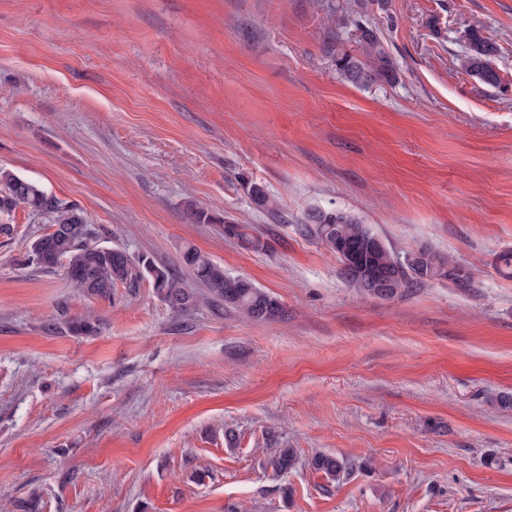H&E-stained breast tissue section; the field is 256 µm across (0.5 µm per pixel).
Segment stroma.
Here are the masks:
<instances>
[{
  "instance_id": "stroma-1",
  "label": "stroma",
  "mask_w": 512,
  "mask_h": 512,
  "mask_svg": "<svg viewBox=\"0 0 512 512\" xmlns=\"http://www.w3.org/2000/svg\"><path fill=\"white\" fill-rule=\"evenodd\" d=\"M358 14L395 81L341 76ZM473 28L500 88L458 65ZM0 166L186 287L192 246L284 309L90 297L16 264L50 216L0 215V512H512V0H0ZM312 209L452 255L474 286L362 298L303 233ZM63 313L97 334H46ZM318 452L349 469L313 472ZM189 218L196 223L206 224H224V234L228 237L237 239L241 245L255 250L263 249L262 240L247 232V228L242 224H235L226 220L224 215L198 208L192 204L187 208Z\"/></svg>"
}]
</instances>
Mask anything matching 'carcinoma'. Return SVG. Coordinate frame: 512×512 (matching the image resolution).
I'll return each instance as SVG.
<instances>
[{"mask_svg": "<svg viewBox=\"0 0 512 512\" xmlns=\"http://www.w3.org/2000/svg\"><path fill=\"white\" fill-rule=\"evenodd\" d=\"M353 23L359 31L361 57L342 54L338 59L341 74L348 81L360 85L395 81L396 64L377 29L363 26L356 19ZM497 54L498 46L494 42L479 31L470 30L465 50L458 61L468 74L496 89L503 84L500 70L494 63ZM248 193L257 207L274 209V200L263 186L250 183ZM21 205L33 214L51 215L52 224L43 233L31 237L24 255L17 260L19 266L46 272L62 266L75 288L88 296L101 298L112 297V289L119 284L134 288L147 281L157 298L178 315L192 314L203 301V297L185 287L182 279L169 267L159 265L147 256L134 259L122 248L95 241V232L87 224L80 208L59 202L48 195L39 183L0 167V213H9ZM187 211L189 218L196 223L224 225V235L238 240L247 248H264L262 240L248 233L242 224H235L219 213L192 204ZM302 230L336 256L342 277L369 298L374 299L376 295L362 286L368 277L390 280L389 300L403 294L413 283L424 284L442 277L463 291L473 288L472 277L464 267L453 257L429 247L424 248L426 260L419 269L389 247L377 251L362 248V240L371 228L350 212L336 209L309 212L303 218ZM180 262L204 286L211 299L222 301L253 320L268 321L283 315V307L277 298L246 278L226 275L223 266L196 248L185 247L180 254ZM46 331L90 336L96 332V323L89 317H75L50 323ZM271 463L280 471L294 467V449H279ZM309 467L328 477L338 478L347 469V461L338 456L317 453L310 459Z\"/></svg>", "mask_w": 512, "mask_h": 512, "instance_id": "cac0c4a2", "label": "carcinoma"}]
</instances>
